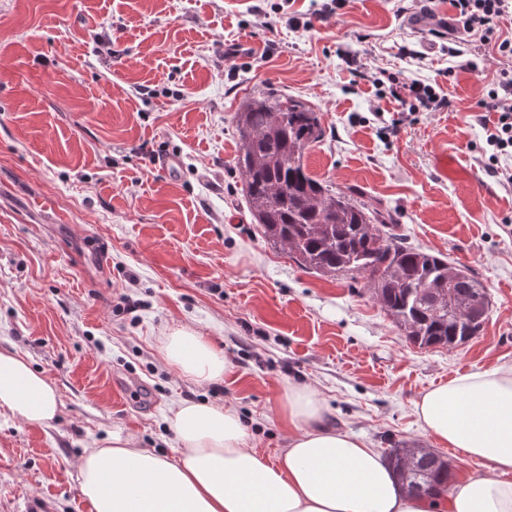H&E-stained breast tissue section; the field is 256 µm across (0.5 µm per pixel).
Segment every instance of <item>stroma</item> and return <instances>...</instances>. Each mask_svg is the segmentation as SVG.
<instances>
[{
    "label": "stroma",
    "instance_id": "stroma-1",
    "mask_svg": "<svg viewBox=\"0 0 512 512\" xmlns=\"http://www.w3.org/2000/svg\"><path fill=\"white\" fill-rule=\"evenodd\" d=\"M323 2L0 0V349L62 402L43 425L0 411V512H90L85 449L119 433L172 455L164 417L183 399L234 406L272 456L287 444L283 389L306 383L334 427L384 453L426 448L424 390L512 363V184L482 167L497 114L480 105L512 59L488 54L478 79L453 70L418 8L345 0L322 19ZM414 80L448 110L402 112L390 87ZM268 91L320 113L314 177L380 201L408 243L472 269L490 297L478 336L414 346L362 278L267 243L234 116ZM180 326L224 352L223 380L200 387L166 363Z\"/></svg>",
    "mask_w": 512,
    "mask_h": 512
}]
</instances>
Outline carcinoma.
I'll return each instance as SVG.
<instances>
[{
	"instance_id": "obj_1",
	"label": "carcinoma",
	"mask_w": 512,
	"mask_h": 512,
	"mask_svg": "<svg viewBox=\"0 0 512 512\" xmlns=\"http://www.w3.org/2000/svg\"><path fill=\"white\" fill-rule=\"evenodd\" d=\"M236 128L243 191L268 242L307 270L361 276L382 310L421 348H449L466 332L479 335L483 323H461L448 309L451 300L474 298L485 290L467 267L405 244L375 205L307 171L306 150L324 134L311 106L262 93L243 102ZM401 452L392 448L388 456L406 488L429 495L447 486L450 461L429 452L415 470L405 472Z\"/></svg>"
}]
</instances>
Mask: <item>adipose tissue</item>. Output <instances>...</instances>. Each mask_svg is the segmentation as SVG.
<instances>
[{"label":"adipose tissue","instance_id":"1","mask_svg":"<svg viewBox=\"0 0 512 512\" xmlns=\"http://www.w3.org/2000/svg\"><path fill=\"white\" fill-rule=\"evenodd\" d=\"M162 350L199 386L222 380L229 367L186 327L171 330ZM60 406L56 386L23 354L0 350L1 410L44 424ZM280 407L290 432L273 461L225 405L179 401L166 419L176 440L170 457L112 435L78 464L90 512H512V365L455 376L415 401L422 436L483 468L448 493L409 494L364 435L326 426L327 408L313 388L288 386Z\"/></svg>","mask_w":512,"mask_h":512}]
</instances>
